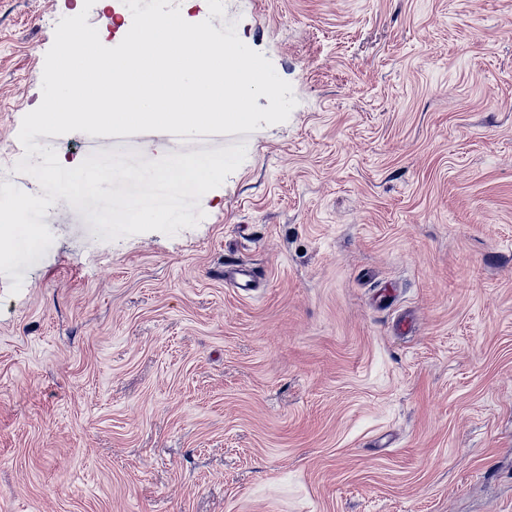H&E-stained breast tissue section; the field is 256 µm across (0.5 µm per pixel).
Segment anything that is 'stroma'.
I'll use <instances>...</instances> for the list:
<instances>
[{
  "mask_svg": "<svg viewBox=\"0 0 512 512\" xmlns=\"http://www.w3.org/2000/svg\"><path fill=\"white\" fill-rule=\"evenodd\" d=\"M172 3L297 105L176 235L48 207L20 292L0 274V512H512V0ZM83 5L0 0V184L45 194L18 133ZM88 12L108 47L132 25ZM224 281L245 293H249L254 288H257L255 272L246 265L236 261L224 263Z\"/></svg>",
  "mask_w": 512,
  "mask_h": 512,
  "instance_id": "obj_1",
  "label": "stroma"
}]
</instances>
